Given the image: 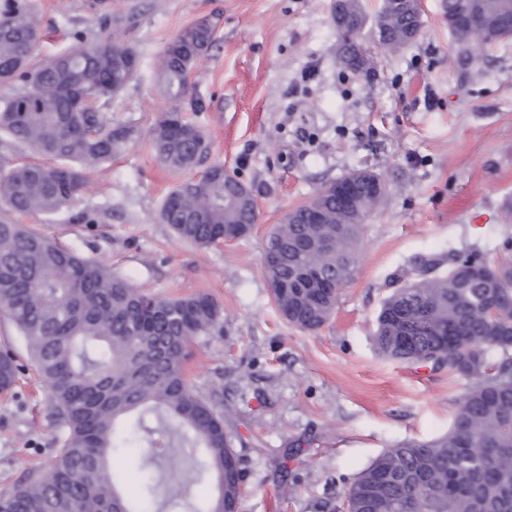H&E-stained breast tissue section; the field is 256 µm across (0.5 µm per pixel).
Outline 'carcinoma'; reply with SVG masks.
<instances>
[{
	"label": "carcinoma",
	"mask_w": 512,
	"mask_h": 512,
	"mask_svg": "<svg viewBox=\"0 0 512 512\" xmlns=\"http://www.w3.org/2000/svg\"><path fill=\"white\" fill-rule=\"evenodd\" d=\"M471 19L453 30L463 48L512 37V0H467ZM88 7L110 33L35 61L39 20L34 0H0V309L23 339L49 388L54 416L67 429L48 471L0 496V512H179L177 491L158 494L162 469L179 454L204 449L216 492L192 512H237L241 495L233 417L194 393L184 377L189 345L219 327L224 311L207 293L162 298L134 287L101 261L11 218L54 213L77 196L85 170L125 151L137 130L100 109L132 80L139 57L112 29L106 0ZM371 23L393 43L415 20L407 11L375 14L360 0L346 10L342 65L358 70L361 30ZM217 22L182 28L160 57L158 81L169 107L151 140L156 158L177 171H202L175 186L159 217L178 239L201 248L224 243V228L249 234L252 202H224V167L204 166L210 142L183 117L190 75L216 40ZM25 146L43 163H13ZM360 202L361 215L339 223L345 208L334 189L319 190L269 233L263 270L274 302L292 326L321 327L351 279L363 221L382 202ZM498 307L488 318L484 309ZM377 353L428 366L468 382L448 432L395 443L362 469L345 499L349 512H512V260L491 263L473 251L456 255L444 274L407 283L385 299L376 319ZM16 355L0 350V391L15 383ZM141 441L151 448L139 468L138 496L110 469L112 453Z\"/></svg>",
	"instance_id": "carcinoma-1"
}]
</instances>
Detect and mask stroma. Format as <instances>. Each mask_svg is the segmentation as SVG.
Here are the masks:
<instances>
[{
    "label": "stroma",
    "instance_id": "obj_1",
    "mask_svg": "<svg viewBox=\"0 0 512 512\" xmlns=\"http://www.w3.org/2000/svg\"><path fill=\"white\" fill-rule=\"evenodd\" d=\"M89 0H38L37 54L68 50L77 31L105 36ZM412 43L376 52L370 72L343 68L331 0H112L133 14L140 66L106 117L139 139L85 172L74 201L26 225L97 258L162 296L211 294L220 332L195 337L185 376L234 415L244 468L238 512H343L357 473L385 448L445 433L463 380L380 357L372 336L383 300L456 254L512 259V38L463 55L445 0H422ZM218 22L217 40L190 76L203 109L187 108L211 161L248 184L252 233L200 248L159 219L183 172L155 157L151 131L167 108L155 63L187 24ZM368 167L387 185L357 244L353 277L314 331L281 316L263 272L270 228L317 190ZM65 436L51 394L31 365L0 393V495L55 456Z\"/></svg>",
    "mask_w": 512,
    "mask_h": 512
}]
</instances>
